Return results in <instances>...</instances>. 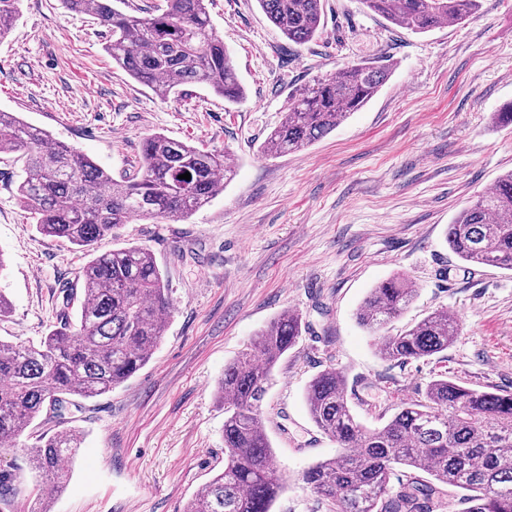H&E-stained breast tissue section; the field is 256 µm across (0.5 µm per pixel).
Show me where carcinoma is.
<instances>
[{
	"mask_svg": "<svg viewBox=\"0 0 512 512\" xmlns=\"http://www.w3.org/2000/svg\"><path fill=\"white\" fill-rule=\"evenodd\" d=\"M75 14L107 29L112 62L167 99L188 83L209 87L227 103L245 96L231 53L212 24L208 0H165L166 7L127 13L116 0H60ZM288 41L305 44L323 26V0H257ZM22 0H0V40L21 12ZM365 7L415 33L475 16L481 0H362ZM389 76L388 67L359 61L335 76L316 78L292 97L288 111L263 143L277 157L300 151L364 107ZM23 164L20 203L49 238L90 259L80 296L64 290L61 313L73 318L48 329L36 344L0 339V451L21 449L30 469L55 494L70 471L78 433L66 429L32 436L42 416L64 418L70 397L93 398L122 384L149 360L163 338L173 300L150 251L129 244L109 252L98 243L135 219L179 222L224 192L234 168L222 151H204L161 133L144 137L131 174L120 179L88 155L57 141L13 112L0 110V157ZM190 173L191 179L180 178ZM450 250L465 264L512 271V172L462 208L446 231ZM409 278L371 289L357 311L376 334L417 296ZM458 318L436 310L414 326L376 342L379 356L405 364L448 350ZM302 336V318L280 313L256 333L252 347L224 365V471L186 505L185 512H272L287 479L262 422V402L274 369ZM311 420L336 441V456L303 471L301 480L328 512H452L447 489L465 493L467 512H512V392L489 391L446 377L430 380L423 398L385 424L368 429L353 414L346 379L328 366L304 390ZM35 438L34 443L28 439ZM407 475L392 485L396 469ZM22 486L0 474V503Z\"/></svg>",
	"mask_w": 512,
	"mask_h": 512,
	"instance_id": "carcinoma-1",
	"label": "carcinoma"
}]
</instances>
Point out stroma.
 Here are the masks:
<instances>
[{
    "label": "stroma",
    "mask_w": 512,
    "mask_h": 512,
    "mask_svg": "<svg viewBox=\"0 0 512 512\" xmlns=\"http://www.w3.org/2000/svg\"><path fill=\"white\" fill-rule=\"evenodd\" d=\"M244 99L224 101L201 84L163 99L113 64L108 34L60 0H23L0 41V110L14 112L92 157L113 178L154 132L235 166L220 195L189 218L137 220L100 251L148 248L174 310L148 363L111 392L78 401L67 422L82 444L50 512H183L224 469L225 364L280 312H298L303 335L282 358L263 422L287 488L273 512H326L299 477L335 456L311 421L307 382L333 366L347 380L357 420L373 428L427 382L445 375L512 392V272L461 262L445 234L455 215L512 170V126L492 112L512 101V0H482L460 25L424 34L400 28L360 0H324V26L297 45L257 0H210ZM360 59L387 65L378 94L301 152L261 145L291 94ZM20 165L0 162V292L12 303L0 337L36 343L56 323L62 285L86 256L40 235L17 197ZM405 275L419 292L394 333L434 310L458 316L448 351L407 364L380 359L356 321L369 291ZM0 472L23 476L26 494L5 512H31L43 486L23 452H0Z\"/></svg>",
    "instance_id": "stroma-1"
}]
</instances>
